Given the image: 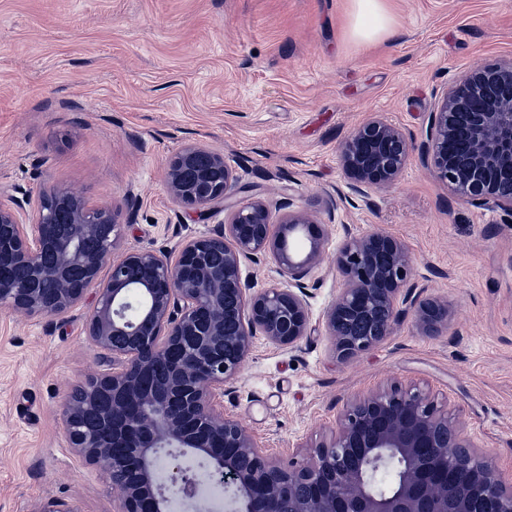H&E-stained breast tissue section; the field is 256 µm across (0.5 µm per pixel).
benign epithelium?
Returning <instances> with one entry per match:
<instances>
[{
    "mask_svg": "<svg viewBox=\"0 0 512 512\" xmlns=\"http://www.w3.org/2000/svg\"><path fill=\"white\" fill-rule=\"evenodd\" d=\"M409 143L393 125L373 118L341 145L346 174L362 192L392 185ZM431 174L448 191L512 214V60L474 70L448 88L431 115L422 149ZM167 187L182 205L199 210L226 201L237 186L224 156L183 147L169 162ZM268 206H235L224 232L180 244L176 257L131 251L116 258L118 211L93 207L65 187L42 193L32 223L24 201L0 195V307L28 316L62 314L95 291L89 336L119 367L75 385L63 405L72 448L100 467L118 490V512H172L196 501L206 480L233 492L226 512H472L476 498L492 512H512L505 482L464 435L451 408L429 390L393 382L354 396L331 438L304 464L269 457L237 420L224 416L217 392L234 379L251 351L255 330L273 344L295 348L313 333L303 278L322 257L324 228L306 212H290L271 234ZM299 233L304 254L290 245ZM269 253L286 286L254 290L241 262ZM405 244L385 233L349 237L336 254L343 287L326 315L337 356L348 359L392 335L396 304L415 311L416 326L433 332L448 306L416 302ZM53 281L51 297L43 294ZM168 373L147 382L154 365ZM98 413L102 435L83 422ZM204 459L205 479L170 457L161 476L159 451ZM391 470L388 491L377 486ZM30 512H79L48 499Z\"/></svg>",
    "mask_w": 512,
    "mask_h": 512,
    "instance_id": "7a95c632",
    "label": "benign epithelium"
}]
</instances>
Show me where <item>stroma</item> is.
Wrapping results in <instances>:
<instances>
[{
  "instance_id": "stroma-1",
  "label": "stroma",
  "mask_w": 512,
  "mask_h": 512,
  "mask_svg": "<svg viewBox=\"0 0 512 512\" xmlns=\"http://www.w3.org/2000/svg\"><path fill=\"white\" fill-rule=\"evenodd\" d=\"M395 38L359 45L352 0H0V191L36 201L63 186L121 211L115 255L173 252L223 231L167 190L171 157L223 155L240 184L325 224L305 279L314 335L298 348L262 333L221 402L281 463L329 440L351 396L396 381L450 402L465 435L512 480V215L451 196L419 152L437 101L477 67L512 59V0H387ZM379 117L411 143L388 188L358 194L340 146ZM383 231L413 255L419 300L448 305L422 333L398 304L393 333L337 358L326 311L346 234ZM92 298L29 317L0 308V512L57 498L117 512L106 474L71 448L70 390L104 373L88 335Z\"/></svg>"
}]
</instances>
